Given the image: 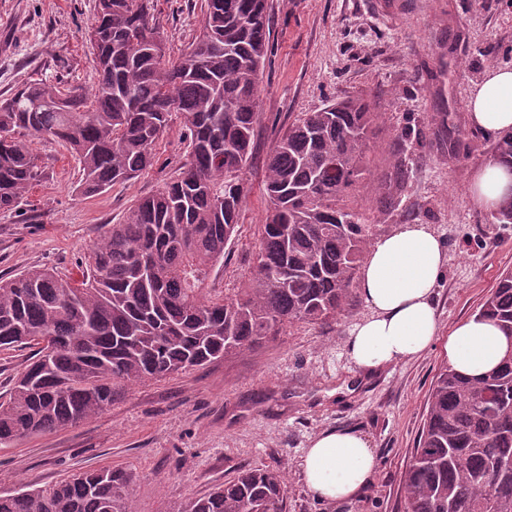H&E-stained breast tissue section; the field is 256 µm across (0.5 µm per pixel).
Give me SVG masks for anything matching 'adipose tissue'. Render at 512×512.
I'll return each mask as SVG.
<instances>
[{
  "instance_id": "obj_1",
  "label": "adipose tissue",
  "mask_w": 512,
  "mask_h": 512,
  "mask_svg": "<svg viewBox=\"0 0 512 512\" xmlns=\"http://www.w3.org/2000/svg\"><path fill=\"white\" fill-rule=\"evenodd\" d=\"M469 120L489 137L512 129V68H491L473 86ZM470 193L478 207L496 210L512 196V173L487 162L477 169ZM445 262L440 238L425 224L400 225L368 249L358 288L370 314L355 325L347 342L359 370L373 374L417 358L440 338L433 295ZM445 340L449 362L468 377L493 369L507 347L493 321L475 317L456 325ZM377 468L368 441L351 431L318 435L300 462L308 492L329 503L357 496Z\"/></svg>"
}]
</instances>
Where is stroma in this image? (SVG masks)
I'll use <instances>...</instances> for the list:
<instances>
[{"label":"stroma","instance_id":"stroma-1","mask_svg":"<svg viewBox=\"0 0 512 512\" xmlns=\"http://www.w3.org/2000/svg\"><path fill=\"white\" fill-rule=\"evenodd\" d=\"M161 43L176 59L198 37L202 0H152ZM96 0H0V98L27 80H64L92 90L95 68L84 33ZM271 55L260 93L261 120L251 193L223 267L211 285L234 293L254 269L255 234L265 209L263 160L297 114L327 101L377 96L371 156L354 206L376 241L401 224H427L446 263L435 290L442 330L474 316L504 270L512 269V224L494 223L469 186L490 161L494 138L469 123V92L487 69L512 66V0H267ZM460 121L456 154L431 146L440 118ZM28 142L44 170L19 207L0 213V277L51 267L81 279L104 225L170 181L187 144L179 122L154 147L135 179L85 197L79 165L56 141ZM400 155L410 178L396 206L378 207L382 171ZM369 310L352 292L326 323H297L251 349L196 369L125 387L95 418L0 446V495L49 485L103 467L133 473L138 512H176L240 471L280 467L288 512H405L401 485L417 445L429 390L445 360L442 344L369 380H358L347 340ZM361 433L378 468L354 499L332 505L306 489L299 463L327 431Z\"/></svg>","mask_w":512,"mask_h":512}]
</instances>
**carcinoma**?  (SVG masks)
Masks as SVG:
<instances>
[{
    "mask_svg": "<svg viewBox=\"0 0 512 512\" xmlns=\"http://www.w3.org/2000/svg\"><path fill=\"white\" fill-rule=\"evenodd\" d=\"M150 0H97L85 32L93 92L30 81L0 99V211L15 209L43 174L22 133L64 143L78 159V192L101 194L151 167L156 142L180 118L186 161L156 193L108 224L82 279L33 268L0 279V350L37 346L0 401V445L90 420L125 386L251 348L299 322L341 312L368 244L350 205L371 172L374 99L302 112L265 158L268 198L252 278L234 295L209 287L236 233L260 120L269 48L266 0H205L202 30L176 61L154 48ZM492 160L512 168V132ZM377 202L392 207L406 181ZM476 316L511 344L478 378L440 368L402 482L406 512H512V271ZM0 512H137L134 476L82 472L0 496ZM177 512H286L283 472L248 469Z\"/></svg>",
    "mask_w": 512,
    "mask_h": 512,
    "instance_id": "1",
    "label": "carcinoma"
}]
</instances>
